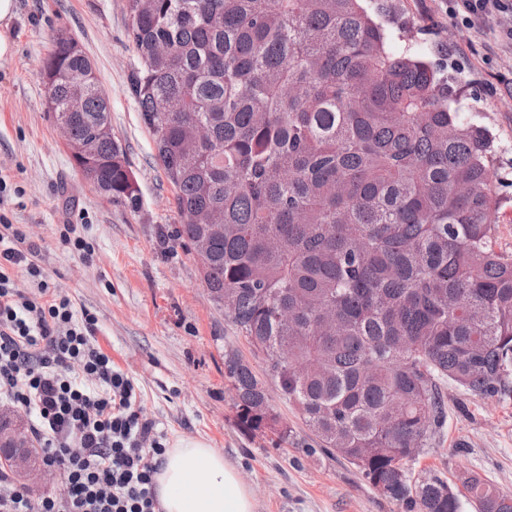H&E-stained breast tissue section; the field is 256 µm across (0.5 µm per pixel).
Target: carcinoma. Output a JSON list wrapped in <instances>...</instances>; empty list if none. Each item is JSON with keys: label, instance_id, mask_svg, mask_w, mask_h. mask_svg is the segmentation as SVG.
Returning <instances> with one entry per match:
<instances>
[{"label": "carcinoma", "instance_id": "cac0c4a2", "mask_svg": "<svg viewBox=\"0 0 512 512\" xmlns=\"http://www.w3.org/2000/svg\"><path fill=\"white\" fill-rule=\"evenodd\" d=\"M126 29L131 94L187 219L178 240L190 254L206 241L210 299L232 303L320 447L408 512H461L447 480L408 463L445 425L444 384L512 398V253L496 247L489 129L423 57L387 51L363 0H126ZM93 73L73 37H54L39 77L77 143L111 122ZM81 80L83 110L68 112ZM75 165L105 197L137 199L117 141ZM224 370L240 425L276 428L251 367L228 353ZM462 485L479 512H512L480 475Z\"/></svg>", "mask_w": 512, "mask_h": 512}]
</instances>
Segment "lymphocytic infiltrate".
<instances>
[{
	"label": "lymphocytic infiltrate",
	"instance_id": "lymphocytic-infiltrate-1",
	"mask_svg": "<svg viewBox=\"0 0 512 512\" xmlns=\"http://www.w3.org/2000/svg\"><path fill=\"white\" fill-rule=\"evenodd\" d=\"M24 241L0 214V404L28 413L66 492L32 498L0 469V512H161L163 432L142 418L132 380L99 345L95 315L75 310Z\"/></svg>",
	"mask_w": 512,
	"mask_h": 512
}]
</instances>
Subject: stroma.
Returning <instances> with one entry per match:
<instances>
[{
	"mask_svg": "<svg viewBox=\"0 0 512 512\" xmlns=\"http://www.w3.org/2000/svg\"><path fill=\"white\" fill-rule=\"evenodd\" d=\"M126 0H15L14 51L0 60V213L37 251L36 261L76 309L98 319L96 338L141 395V412L168 447L200 442L221 451L251 487L256 512H402L358 468L322 451L295 406L267 383L288 440L250 432L236 419L224 355L237 353L257 376L255 356L210 300L199 265L176 240L181 218L155 161V146L130 91L137 61L128 41ZM392 37L390 53L425 56L458 90V106L495 141L493 190L501 201L497 246L512 252V9L475 25L454 0H367ZM92 60L111 109L112 137L137 182L136 205L108 200L84 180L49 112L39 71L58 32ZM75 224L94 248L92 262L59 240ZM447 421L410 469L452 487L470 472L512 494V399L469 398L445 385Z\"/></svg>",
	"mask_w": 512,
	"mask_h": 512,
	"instance_id": "1",
	"label": "stroma"
}]
</instances>
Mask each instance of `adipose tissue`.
Instances as JSON below:
<instances>
[{"label":"adipose tissue","instance_id":"adipose-tissue-1","mask_svg":"<svg viewBox=\"0 0 512 512\" xmlns=\"http://www.w3.org/2000/svg\"><path fill=\"white\" fill-rule=\"evenodd\" d=\"M164 512H255L253 492L216 449H167L155 475Z\"/></svg>","mask_w":512,"mask_h":512}]
</instances>
